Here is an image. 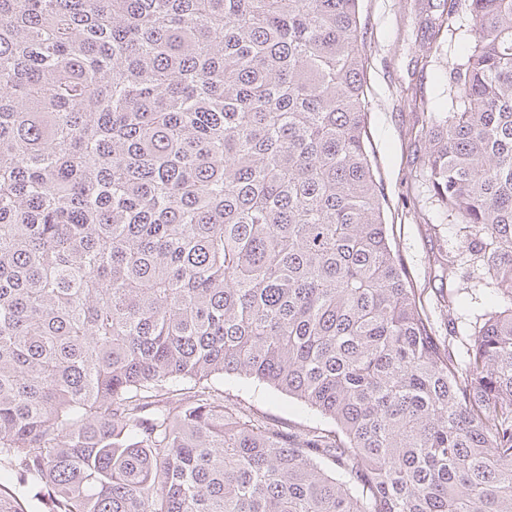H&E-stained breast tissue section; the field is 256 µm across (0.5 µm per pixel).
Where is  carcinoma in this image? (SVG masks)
Instances as JSON below:
<instances>
[{
    "label": "carcinoma",
    "instance_id": "cac0c4a2",
    "mask_svg": "<svg viewBox=\"0 0 512 512\" xmlns=\"http://www.w3.org/2000/svg\"><path fill=\"white\" fill-rule=\"evenodd\" d=\"M420 174L504 307L465 364L394 252L359 0H0V470L50 512H512V0ZM332 428L285 431L224 376Z\"/></svg>",
    "mask_w": 512,
    "mask_h": 512
}]
</instances>
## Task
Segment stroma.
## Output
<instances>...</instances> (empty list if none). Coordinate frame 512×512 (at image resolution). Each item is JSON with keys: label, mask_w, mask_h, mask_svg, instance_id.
<instances>
[{"label": "stroma", "mask_w": 512, "mask_h": 512, "mask_svg": "<svg viewBox=\"0 0 512 512\" xmlns=\"http://www.w3.org/2000/svg\"><path fill=\"white\" fill-rule=\"evenodd\" d=\"M426 4L427 0H360L366 31L364 89L392 247L430 311L435 328L447 337L461 361L475 326L499 300L484 269L462 254L457 225L444 216L427 183L417 176L428 143L417 135L422 113L409 107L403 96L413 94L437 107L444 103L445 73L463 54L468 23L467 18H460V27L449 37L442 55L432 59L426 69H417V54L428 35ZM448 265L455 269L449 277L442 273ZM223 389L283 426L304 429L324 423L305 405L265 386L228 376Z\"/></svg>", "instance_id": "35a3bbf8"}]
</instances>
